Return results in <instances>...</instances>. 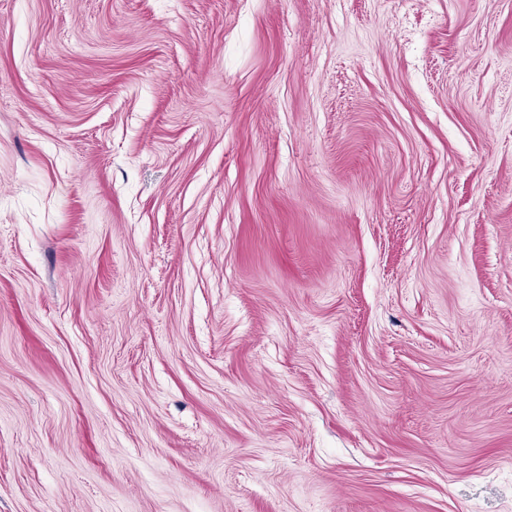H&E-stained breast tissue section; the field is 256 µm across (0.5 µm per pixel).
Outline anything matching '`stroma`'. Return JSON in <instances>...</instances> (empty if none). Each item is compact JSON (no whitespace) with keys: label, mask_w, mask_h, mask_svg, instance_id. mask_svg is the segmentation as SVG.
Listing matches in <instances>:
<instances>
[{"label":"stroma","mask_w":512,"mask_h":512,"mask_svg":"<svg viewBox=\"0 0 512 512\" xmlns=\"http://www.w3.org/2000/svg\"><path fill=\"white\" fill-rule=\"evenodd\" d=\"M0 512H512V0H0Z\"/></svg>","instance_id":"obj_1"}]
</instances>
